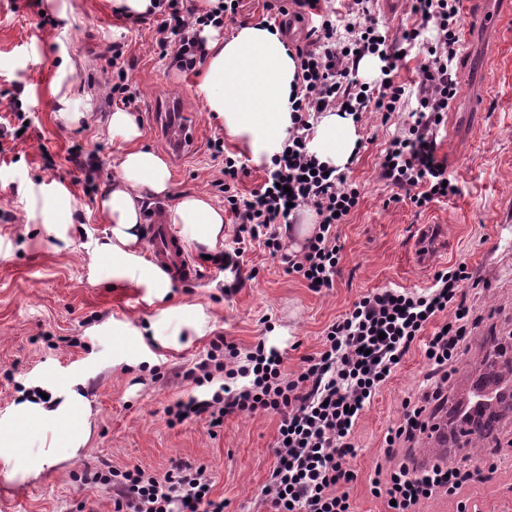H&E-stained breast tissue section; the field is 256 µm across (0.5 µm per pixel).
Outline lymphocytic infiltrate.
Returning a JSON list of instances; mask_svg holds the SVG:
<instances>
[{
	"instance_id": "obj_1",
	"label": "lymphocytic infiltrate",
	"mask_w": 512,
	"mask_h": 512,
	"mask_svg": "<svg viewBox=\"0 0 512 512\" xmlns=\"http://www.w3.org/2000/svg\"><path fill=\"white\" fill-rule=\"evenodd\" d=\"M315 15L306 30V46L296 49V87L289 98L293 126L281 154L268 166L263 184L240 193L237 184L246 169L240 159L226 156L224 143L210 149L223 158L215 184L224 194V208L237 224L236 246L225 252V268H238L247 244H262L280 260L288 274L313 291L333 287L341 247L336 227L357 208L360 192L338 168L320 162L308 148L310 121L325 112H342L361 120L363 113L384 118L403 109L406 89L396 80L400 56L422 45L426 62L420 69L416 104L399 135L386 149L380 176L414 207L454 196L448 165L437 155V131L457 97L455 65L461 45L463 0H412L417 26L391 32L372 15V0H352L346 13L321 10L317 0H293ZM242 0H153L148 15H124L138 26L156 21V45L182 72L195 70L205 56L204 28L223 29L235 21ZM431 30L432 39L422 37ZM368 55L382 63L373 85L355 80L360 61ZM313 209L318 225L299 252L283 251L282 230L295 211ZM473 275L451 266L436 272L422 290L378 288L362 296L326 328L321 350L306 357L300 372L287 374L285 354L258 342L248 351L215 337L205 359L190 371L196 386L216 383L210 396H192L169 405V424L183 420H218L242 412L279 416L272 449L273 470L262 489L269 512H353L349 486L356 475L349 466L357 454L354 428L392 376L399 360L421 348L428 371L418 397L406 400L403 415L385 436L382 463L370 476L371 492L389 503L387 512H419L422 502L439 494L455 496L483 472L466 460L418 464L400 456L422 435L435 432L448 407V381L469 348L482 317L468 304L466 289ZM83 485L107 486L113 512H224L223 501L211 496L206 466L172 461L164 476L141 467L120 470L103 465L85 472Z\"/></svg>"
}]
</instances>
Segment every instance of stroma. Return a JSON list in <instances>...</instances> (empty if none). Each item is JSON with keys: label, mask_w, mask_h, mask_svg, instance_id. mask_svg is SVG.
Here are the masks:
<instances>
[{"label": "stroma", "mask_w": 512, "mask_h": 512, "mask_svg": "<svg viewBox=\"0 0 512 512\" xmlns=\"http://www.w3.org/2000/svg\"><path fill=\"white\" fill-rule=\"evenodd\" d=\"M66 2L72 7L67 19L42 30L45 0H0V116L8 112L4 91L20 84L32 121L13 151L0 155V415L18 399V387L75 380L93 408L91 434L79 458L39 479L0 480V512H78L82 502L94 512H113L105 487L82 490L76 473L106 461L118 469L137 464L161 476L175 459L207 467L212 495L223 500L224 512H267L261 490L273 467L278 416L232 415L218 428L203 419L168 426L167 406L205 393L185 373L205 358L218 335L243 350L265 341L286 352L285 371L296 373L304 357L320 351L325 328L362 295L385 287L425 288L435 271L451 265L463 263L472 272L477 285L467 299L484 317L457 377L475 371L482 357L501 366L512 363V20L485 34L472 22L479 0H464L459 93L437 137L438 156L448 164L457 195L422 211L391 202L393 189L380 178L379 161L401 118L364 113L357 125L362 148L346 171L361 199L337 227L342 250L333 288L312 291L254 246L240 258L237 273L199 259V285L175 284L165 302L151 305L144 289L113 280L96 253L110 233L99 199L127 149L100 117L112 71L107 46L115 40L125 44L128 81L136 94L129 110L142 145L161 148L152 114L166 100L183 99L199 116L197 151L169 166L175 192L223 205L224 195L213 185L222 162L209 143L224 128L195 93L201 71H178L161 54L154 20L127 30L113 13V0ZM67 58L75 64L67 78L73 109L85 116L81 123L59 116L52 95ZM474 98L481 100V111H464ZM75 143L98 158L96 190L84 191L76 182L78 172L67 160ZM47 191L59 192L71 213L60 240L47 236L40 213ZM421 224L446 226L451 239L448 252L427 265L418 263L414 250ZM180 306L203 308V331L180 337L178 346H161L157 338L178 322ZM127 326L141 328V335L124 334ZM71 336L80 337L81 346H67ZM155 368L162 373L156 382L150 375ZM425 371L421 351L413 350L356 425L357 455L350 461L357 475L350 490L355 512H385L383 500L370 492L368 475ZM470 455L475 465L497 463L492 478L458 496L427 500L422 512H457L462 501L482 512H512V412L496 421L493 434Z\"/></svg>", "instance_id": "35a3bbf8"}]
</instances>
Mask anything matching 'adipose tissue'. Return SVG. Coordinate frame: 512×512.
I'll return each instance as SVG.
<instances>
[{"instance_id":"adipose-tissue-1","label":"adipose tissue","mask_w":512,"mask_h":512,"mask_svg":"<svg viewBox=\"0 0 512 512\" xmlns=\"http://www.w3.org/2000/svg\"><path fill=\"white\" fill-rule=\"evenodd\" d=\"M202 36L207 60L197 96L223 120L225 137L242 145L253 164H269L281 153L291 125L288 100L296 64L287 40L260 25L241 26L228 39L210 27ZM107 128L130 148L99 202L112 236L99 246L98 258L111 262L113 278L144 289L148 301H161L170 294L171 283L137 252L151 202L174 197L168 223L207 252L216 251L224 241V210L192 193L174 195L166 161L159 151L140 145L133 115L111 113ZM356 143L352 117L326 112L314 127L309 149L322 162L341 168L352 158ZM90 415L89 400L68 384L59 385L48 402L14 404L7 417H0V465L8 468L13 480L24 483L56 463L77 458L89 438ZM36 427L49 429L50 437L32 451L25 447V435Z\"/></svg>"}]
</instances>
